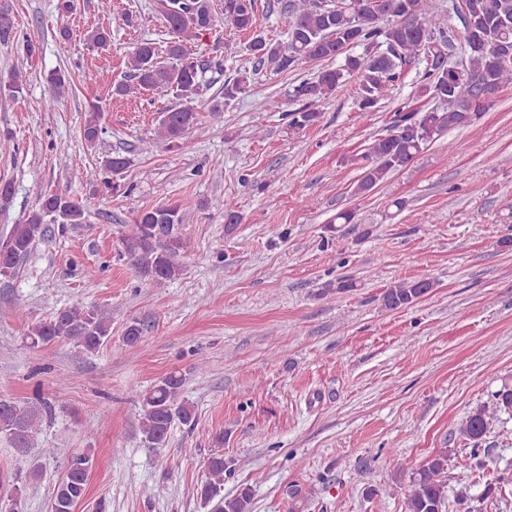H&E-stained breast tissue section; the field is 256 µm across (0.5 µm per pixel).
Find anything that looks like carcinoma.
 Returning a JSON list of instances; mask_svg holds the SVG:
<instances>
[{
	"label": "carcinoma",
	"mask_w": 512,
	"mask_h": 512,
	"mask_svg": "<svg viewBox=\"0 0 512 512\" xmlns=\"http://www.w3.org/2000/svg\"><path fill=\"white\" fill-rule=\"evenodd\" d=\"M467 7V14L454 25L434 0H358L353 8L341 5V0H294L289 5L288 41L282 42L261 30L256 0H222L224 20L248 35L240 47L226 43L224 49L232 55L238 50L247 53L254 75L264 69L279 74L312 61L328 62L289 92L296 104L288 111L289 127L294 131L316 124L319 103L350 80H356L354 104L362 116L380 108L409 66L418 69V95L432 105L397 109L386 135L353 158L360 170L355 194L365 196L389 174L410 165L444 131L475 123L479 114L492 106L482 101L483 96L512 83V0H467ZM153 11L168 35L165 59L159 58L154 42L137 43L127 57L130 79L112 85V96L140 98L158 90L173 94L179 103L162 110L159 116V135L165 149L173 150L198 124L196 102L203 92L201 68L187 44L209 34L218 16L213 0H153ZM16 36L12 8L0 3V43L7 45ZM356 48L361 52H354ZM455 50L473 80L457 90L449 87L452 75L448 74V57ZM46 80L53 92L49 97L52 106L71 86L72 78L58 69L48 73ZM25 83L19 70L10 72L6 79L1 77L0 105L16 100ZM247 83L245 72L224 81V102H216L208 111H224V106L246 91ZM104 133L101 107L91 103L82 130L86 146L94 148ZM130 164V158L118 152L102 157L91 195L121 192L114 176ZM47 216L57 224H81L85 210L62 194L39 198L26 220L12 225L0 238L1 283L18 276L21 260L45 238ZM181 224V206L176 202L141 209L132 217L121 244L132 269L145 284L160 285L180 275L179 256L186 248ZM430 288L427 280L403 281L387 288L382 302L387 309H398L417 301ZM20 335L32 348L66 339L88 353H96L111 336V324L93 307H74L46 320L22 323ZM184 382L185 378L174 372L139 395L142 444L157 455L167 446L174 422L195 420L194 406L181 398ZM498 412L512 414L509 380L491 394L489 401L473 408L458 428L459 436L472 443L473 454L481 451L489 420ZM44 413H52V408L39 397L24 403L0 401V435L24 454L34 443ZM92 466L89 450L70 457L66 473L52 493L54 512H73L85 498ZM206 467L209 480L197 489L201 505L206 508L216 499L218 504L212 512H251L250 488L244 487L232 497L220 496L224 474L231 472L224 452L212 450ZM447 471L448 453L441 450L411 473L408 512H449L451 504L462 505L469 499L468 489L463 487L456 491L454 501H449Z\"/></svg>",
	"instance_id": "cac0c4a2"
}]
</instances>
